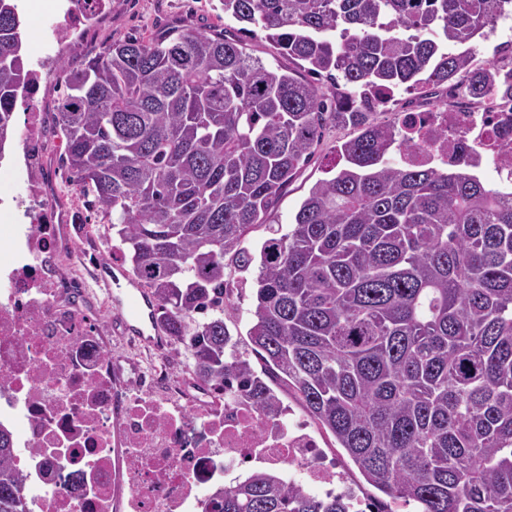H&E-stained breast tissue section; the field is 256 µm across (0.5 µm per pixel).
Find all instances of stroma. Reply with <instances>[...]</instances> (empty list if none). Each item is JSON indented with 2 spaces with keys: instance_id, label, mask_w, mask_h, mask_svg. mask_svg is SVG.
Listing matches in <instances>:
<instances>
[{
  "instance_id": "stroma-1",
  "label": "stroma",
  "mask_w": 512,
  "mask_h": 512,
  "mask_svg": "<svg viewBox=\"0 0 512 512\" xmlns=\"http://www.w3.org/2000/svg\"><path fill=\"white\" fill-rule=\"evenodd\" d=\"M51 24L47 14H40L36 25L24 27V54L27 68L39 69L42 74L36 97L43 114V134L46 146V169L51 177L58 199L66 213L65 223L81 228L90 207L86 197L69 182L61 156L65 142L56 124L58 101L64 91V80L71 72L80 70L88 58L98 53L106 44L130 36L160 37L177 29H190L206 33L223 32L229 36L241 37L248 53L259 57L265 64L287 65L288 59L270 46L266 33L260 27L243 32L241 25L230 15L224 14L219 0H109L108 11L92 36L73 38L67 55L51 64H44V37ZM474 64L489 63L512 66V22L500 24L496 37L479 41L473 45ZM349 129L327 130L320 145L311 155L301 173L288 186L277 205L269 214L265 224L255 226L246 235L243 245L252 253H259L262 243L269 237L270 227L287 228L310 188L325 178L328 165L333 162L330 152L335 142L352 137ZM256 268L242 272L234 266H227L224 281L230 296L224 301V321L233 335L239 336V351L248 353L256 371H263L264 362L252 350L248 336L252 325L254 308V280ZM329 460L337 463L346 487L357 499L372 502L380 499L378 490L366 483L344 449L339 448L334 437L315 429Z\"/></svg>"
}]
</instances>
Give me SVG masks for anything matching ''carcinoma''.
<instances>
[{"label":"carcinoma","mask_w":512,"mask_h":512,"mask_svg":"<svg viewBox=\"0 0 512 512\" xmlns=\"http://www.w3.org/2000/svg\"><path fill=\"white\" fill-rule=\"evenodd\" d=\"M258 25L302 77L239 41L195 31L122 39L72 74L59 101L63 166L157 299L195 375L278 396L224 323V260L259 261L249 338L367 482L418 512H512V192L469 164L407 166L404 111L369 98L466 87L512 99V69L467 45L512 18V0H220ZM17 0H0V153L27 100ZM331 81L325 91L315 79ZM341 166L317 181L259 256L266 223L329 128ZM212 312L200 322L197 314ZM0 427V512H31ZM277 470L216 492L204 512H353Z\"/></svg>","instance_id":"1"}]
</instances>
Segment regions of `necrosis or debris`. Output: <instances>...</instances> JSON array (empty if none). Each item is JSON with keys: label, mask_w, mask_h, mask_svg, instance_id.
Returning <instances> with one entry per match:
<instances>
[{"label": "necrosis or debris", "mask_w": 512, "mask_h": 512, "mask_svg": "<svg viewBox=\"0 0 512 512\" xmlns=\"http://www.w3.org/2000/svg\"><path fill=\"white\" fill-rule=\"evenodd\" d=\"M108 0H71L53 17L45 60L62 57L68 38L88 33ZM418 150L411 166L491 162L512 175V107L464 102L411 113ZM40 113L25 114L12 141L24 192L0 205V427L14 444L12 469L31 512H203L228 471L253 464L286 469L314 494L338 479L308 424L281 408L258 411L244 394L171 365L179 349L165 338L144 371L137 344L113 353L103 308L80 288L86 258L43 178Z\"/></svg>", "instance_id": "obj_1"}]
</instances>
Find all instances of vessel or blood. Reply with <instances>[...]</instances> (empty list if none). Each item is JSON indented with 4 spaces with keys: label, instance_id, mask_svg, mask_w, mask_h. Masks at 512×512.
I'll return each instance as SVG.
<instances>
[{
    "label": "vessel or blood",
    "instance_id": "vessel-or-blood-1",
    "mask_svg": "<svg viewBox=\"0 0 512 512\" xmlns=\"http://www.w3.org/2000/svg\"><path fill=\"white\" fill-rule=\"evenodd\" d=\"M94 280L110 298L113 307L118 310L124 320V330L140 342H152L159 331L155 320V303L139 287L124 288L120 279L110 265H100Z\"/></svg>",
    "mask_w": 512,
    "mask_h": 512
}]
</instances>
